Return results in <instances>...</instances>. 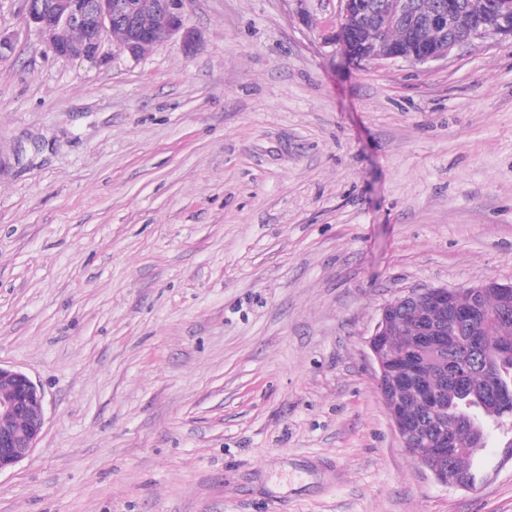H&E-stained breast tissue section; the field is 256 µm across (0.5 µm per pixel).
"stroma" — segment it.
I'll list each match as a JSON object with an SVG mask.
<instances>
[{
	"mask_svg": "<svg viewBox=\"0 0 512 512\" xmlns=\"http://www.w3.org/2000/svg\"><path fill=\"white\" fill-rule=\"evenodd\" d=\"M337 0H185L58 57L0 0V365L44 393L0 512H512L405 453L381 308L512 281V37L356 64Z\"/></svg>",
	"mask_w": 512,
	"mask_h": 512,
	"instance_id": "35a3bbf8",
	"label": "stroma"
}]
</instances>
